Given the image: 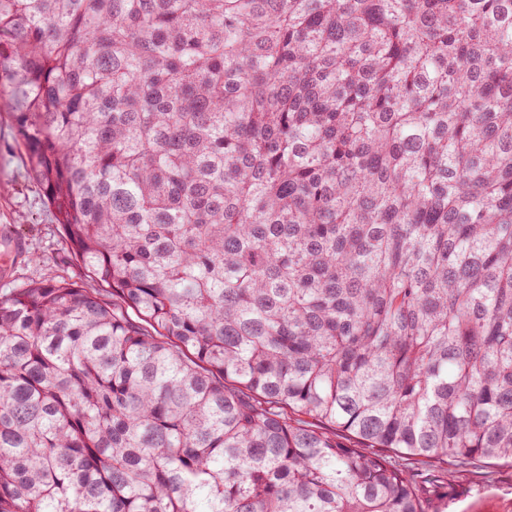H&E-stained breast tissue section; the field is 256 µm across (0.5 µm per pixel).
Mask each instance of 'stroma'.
I'll list each match as a JSON object with an SVG mask.
<instances>
[{
	"mask_svg": "<svg viewBox=\"0 0 512 512\" xmlns=\"http://www.w3.org/2000/svg\"><path fill=\"white\" fill-rule=\"evenodd\" d=\"M12 236L0 240V296L30 282L84 278L71 258L42 192L26 173L24 148L8 112H0V226ZM440 512H512V464L480 460L468 471L448 472V489Z\"/></svg>",
	"mask_w": 512,
	"mask_h": 512,
	"instance_id": "1",
	"label": "stroma"
}]
</instances>
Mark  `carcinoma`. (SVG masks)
I'll list each match as a JSON object with an SVG mask.
<instances>
[{
  "label": "carcinoma",
  "mask_w": 512,
  "mask_h": 512,
  "mask_svg": "<svg viewBox=\"0 0 512 512\" xmlns=\"http://www.w3.org/2000/svg\"><path fill=\"white\" fill-rule=\"evenodd\" d=\"M85 275L0 297V512H438L512 463V0H0Z\"/></svg>",
  "instance_id": "obj_1"
}]
</instances>
